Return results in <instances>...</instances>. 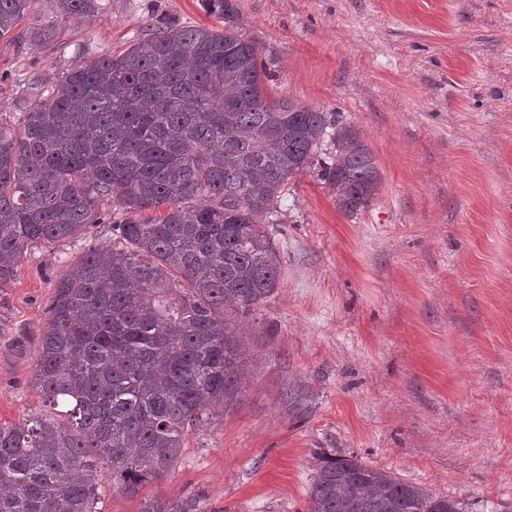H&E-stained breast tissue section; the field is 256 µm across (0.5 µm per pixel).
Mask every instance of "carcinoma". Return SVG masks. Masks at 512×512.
Returning <instances> with one entry per match:
<instances>
[{
  "label": "carcinoma",
  "mask_w": 512,
  "mask_h": 512,
  "mask_svg": "<svg viewBox=\"0 0 512 512\" xmlns=\"http://www.w3.org/2000/svg\"><path fill=\"white\" fill-rule=\"evenodd\" d=\"M27 29L104 0H52ZM224 29L164 21L117 54L24 83L19 130L0 122V288L24 250L109 235L55 285L32 387L42 409L0 423V512H98L104 466L137 497L177 463L186 435L233 403L250 373L230 313L281 282L274 225L288 180L317 176L344 213L377 196L376 160L336 112L266 94L269 77L235 25L234 0H202ZM33 0H0V39ZM308 512H468L356 456L328 457ZM140 512H201L147 495Z\"/></svg>",
  "instance_id": "carcinoma-1"
}]
</instances>
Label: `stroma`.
Returning a JSON list of instances; mask_svg holds the SVG:
<instances>
[{"label": "stroma", "mask_w": 512, "mask_h": 512, "mask_svg": "<svg viewBox=\"0 0 512 512\" xmlns=\"http://www.w3.org/2000/svg\"><path fill=\"white\" fill-rule=\"evenodd\" d=\"M270 97L341 113L377 197L339 210L288 183L276 293L246 314L251 372L147 493L204 512H307L323 455H357L466 504L512 512V0H237ZM161 17L214 27L201 0H110L59 44L0 39V120L19 84L116 53ZM103 234L30 246L0 288V423L37 411L55 282Z\"/></svg>", "instance_id": "1"}]
</instances>
